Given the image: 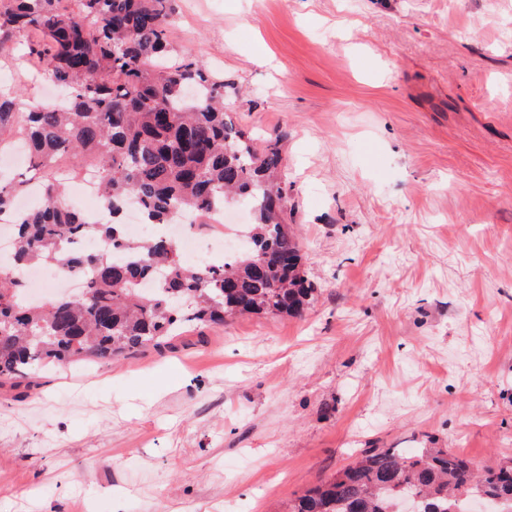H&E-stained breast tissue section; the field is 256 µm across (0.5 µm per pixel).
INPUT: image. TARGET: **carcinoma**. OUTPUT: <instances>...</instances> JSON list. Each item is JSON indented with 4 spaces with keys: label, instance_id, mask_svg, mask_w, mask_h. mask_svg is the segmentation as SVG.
Instances as JSON below:
<instances>
[{
    "label": "carcinoma",
    "instance_id": "cac0c4a2",
    "mask_svg": "<svg viewBox=\"0 0 512 512\" xmlns=\"http://www.w3.org/2000/svg\"><path fill=\"white\" fill-rule=\"evenodd\" d=\"M62 2L0 0V56L29 37L27 54L66 97L59 106L23 109L16 94L0 92V150L10 144L6 130L24 137L43 197L15 214V268L55 265L84 288L78 298L35 304L20 276L0 274V381L50 363H110L190 325L302 315L315 288L286 222L279 139L260 144L236 127L224 112V82L201 62L170 54L174 0ZM75 155L98 170L104 222H89L62 199L55 168ZM28 184L0 185V215L13 211ZM129 196L150 224L188 215L198 227L242 201L253 214L248 244L229 263L191 265L165 237H126ZM81 238L125 257L73 250ZM407 493L422 496L423 512H470L478 497L488 512H512V459L479 468L450 448H368L293 499L288 512H393Z\"/></svg>",
    "mask_w": 512,
    "mask_h": 512
}]
</instances>
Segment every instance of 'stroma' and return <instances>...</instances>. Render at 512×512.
Wrapping results in <instances>:
<instances>
[{
	"mask_svg": "<svg viewBox=\"0 0 512 512\" xmlns=\"http://www.w3.org/2000/svg\"><path fill=\"white\" fill-rule=\"evenodd\" d=\"M167 30L279 137L315 299L1 384L0 512H285L362 448L512 458V0H175Z\"/></svg>",
	"mask_w": 512,
	"mask_h": 512,
	"instance_id": "stroma-1",
	"label": "stroma"
}]
</instances>
